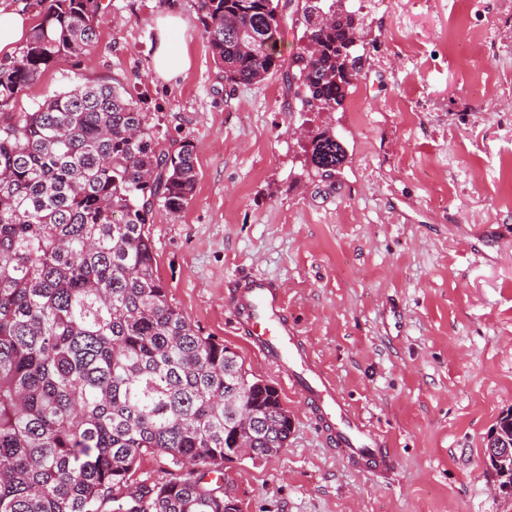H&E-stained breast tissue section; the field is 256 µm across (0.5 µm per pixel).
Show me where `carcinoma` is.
Listing matches in <instances>:
<instances>
[{"mask_svg": "<svg viewBox=\"0 0 512 512\" xmlns=\"http://www.w3.org/2000/svg\"><path fill=\"white\" fill-rule=\"evenodd\" d=\"M41 22L0 60V512H230L224 463L238 434L224 395L257 416L253 453L288 446V410L236 352L202 335L157 275L148 225L195 192L194 146L165 148L151 113L100 84L29 112L17 96L42 67L91 53L101 0H33ZM209 51L231 85L281 71L302 104L334 112L359 56L347 0H197ZM304 40L284 59L288 27ZM346 149L312 139L314 173ZM169 476L139 479L141 458ZM168 466L167 459L159 454H149L143 456L141 459L138 473L142 477L151 476L154 478L168 477Z\"/></svg>", "mask_w": 512, "mask_h": 512, "instance_id": "obj_1", "label": "carcinoma"}]
</instances>
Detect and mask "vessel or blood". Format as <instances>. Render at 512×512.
Here are the masks:
<instances>
[{
  "label": "vessel or blood",
  "instance_id": "obj_1",
  "mask_svg": "<svg viewBox=\"0 0 512 512\" xmlns=\"http://www.w3.org/2000/svg\"><path fill=\"white\" fill-rule=\"evenodd\" d=\"M231 300L232 323L248 334L254 354L278 367L290 389L300 393L317 411L333 418L329 430L342 454L358 470H387L392 461L390 452L370 427L347 408L330 376L313 364L296 328L288 322L285 298L276 283L258 275L240 277Z\"/></svg>",
  "mask_w": 512,
  "mask_h": 512
}]
</instances>
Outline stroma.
I'll list each match as a JSON object with an SVG mask.
<instances>
[{"label":"stroma","mask_w":512,"mask_h":512,"mask_svg":"<svg viewBox=\"0 0 512 512\" xmlns=\"http://www.w3.org/2000/svg\"><path fill=\"white\" fill-rule=\"evenodd\" d=\"M348 97L319 112L282 73L226 90L196 0H102L90 57H62L15 110L76 85L125 88L167 143L191 141L197 184L149 231L169 298L233 348L292 420L279 454L229 462L242 512H512L484 459L512 408V8L505 0H362ZM178 16L189 67L150 76ZM347 159L309 174L311 139ZM283 289L312 360L392 451L381 477L326 441L303 397L230 322L227 285Z\"/></svg>","instance_id":"1"}]
</instances>
